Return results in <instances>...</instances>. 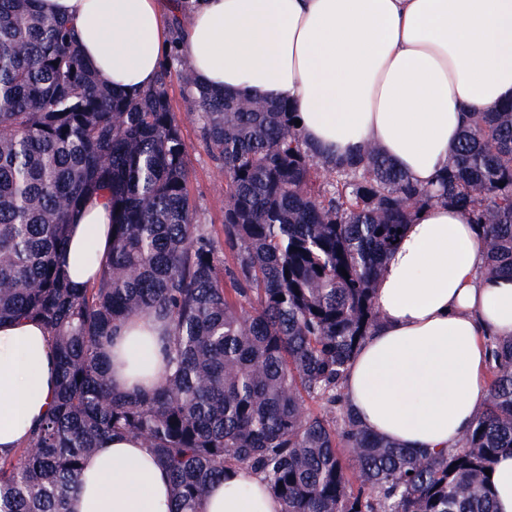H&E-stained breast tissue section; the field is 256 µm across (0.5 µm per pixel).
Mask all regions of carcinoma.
<instances>
[{"label":"carcinoma","mask_w":512,"mask_h":512,"mask_svg":"<svg viewBox=\"0 0 512 512\" xmlns=\"http://www.w3.org/2000/svg\"><path fill=\"white\" fill-rule=\"evenodd\" d=\"M35 2L0 0V322L47 327L58 391L29 442L0 455V512H67L84 458L115 434L169 468L172 512H200L231 467L261 475L284 512H494L485 470L512 450V339L491 342L485 406L446 455L371 435L341 385L378 322L383 261L420 208L463 209L487 274L512 276V103L469 113L448 168L422 188L375 147L319 159L290 105L217 94L184 65L226 179L223 266L188 193L170 64L119 94L71 23ZM97 197L112 249L78 288L64 269L68 226ZM138 314L170 328L169 373L115 392L102 350Z\"/></svg>","instance_id":"1"}]
</instances>
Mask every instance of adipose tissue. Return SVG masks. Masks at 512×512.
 Segmentation results:
<instances>
[{"instance_id": "1", "label": "adipose tissue", "mask_w": 512, "mask_h": 512, "mask_svg": "<svg viewBox=\"0 0 512 512\" xmlns=\"http://www.w3.org/2000/svg\"><path fill=\"white\" fill-rule=\"evenodd\" d=\"M68 19L97 77L135 93L152 86L183 16L180 49L197 83L290 103L307 147L327 160L378 147L415 184L448 165L467 113L512 101V0H39ZM112 243L96 200L69 227L73 283L92 285ZM469 216L420 209L384 260L379 322L353 355L347 407L403 448H457L486 398L488 338H512V277L485 273ZM167 333L136 315L105 349L114 390L154 387ZM56 363L35 320L0 322V454L24 446L52 409ZM171 477L134 437L103 440L86 458L69 512H170ZM202 512H282L262 478L228 470Z\"/></svg>"}]
</instances>
